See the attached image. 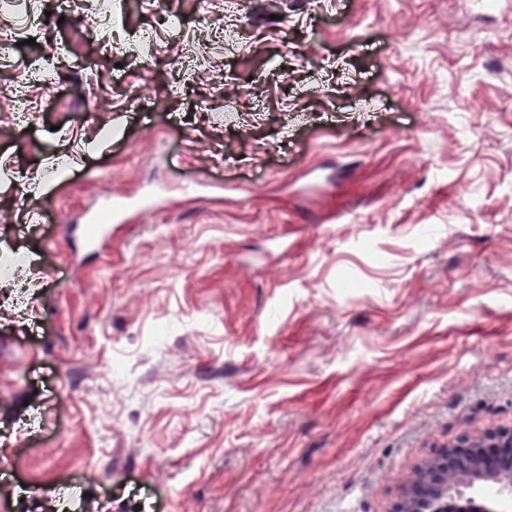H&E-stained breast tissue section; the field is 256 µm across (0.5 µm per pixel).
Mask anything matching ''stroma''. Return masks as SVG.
Wrapping results in <instances>:
<instances>
[{"mask_svg": "<svg viewBox=\"0 0 512 512\" xmlns=\"http://www.w3.org/2000/svg\"><path fill=\"white\" fill-rule=\"evenodd\" d=\"M0 37V512H391L512 428V0H15ZM112 216H117L115 207L104 205L84 225L83 236L90 247L97 248L103 244L106 227L112 224Z\"/></svg>", "mask_w": 512, "mask_h": 512, "instance_id": "stroma-1", "label": "stroma"}]
</instances>
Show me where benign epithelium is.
Returning a JSON list of instances; mask_svg holds the SVG:
<instances>
[{"label": "benign epithelium", "instance_id": "obj_1", "mask_svg": "<svg viewBox=\"0 0 512 512\" xmlns=\"http://www.w3.org/2000/svg\"><path fill=\"white\" fill-rule=\"evenodd\" d=\"M512 428L488 430L477 436L464 435L446 448L433 450L429 459L435 464L406 485L405 499L418 512H436L446 498L448 512H455L452 487L494 482L512 492Z\"/></svg>", "mask_w": 512, "mask_h": 512}]
</instances>
